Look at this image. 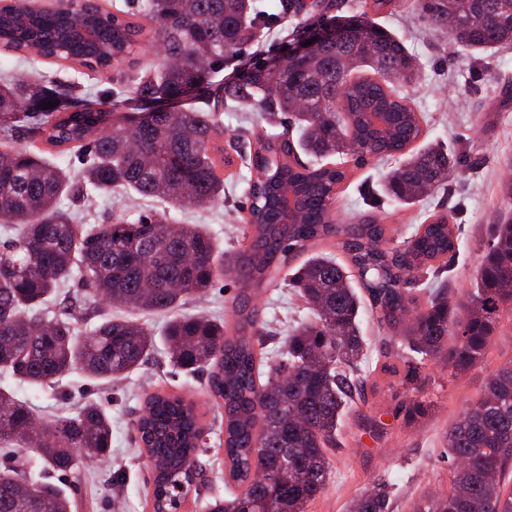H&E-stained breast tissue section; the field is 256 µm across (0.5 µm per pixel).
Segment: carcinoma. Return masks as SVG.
I'll return each instance as SVG.
<instances>
[{
    "mask_svg": "<svg viewBox=\"0 0 512 512\" xmlns=\"http://www.w3.org/2000/svg\"><path fill=\"white\" fill-rule=\"evenodd\" d=\"M414 2L463 47L488 53L512 46V0H363L364 15L392 13ZM143 0L135 13L96 0H57L52 9L23 4L18 22H0V48L38 55L94 72L132 64L158 39L164 61L143 75L138 99L167 107L116 113L76 108L73 90L53 82L0 81V223L14 234L0 244V375L33 386L79 369L91 380L118 379L137 369L162 342L173 366L208 372L224 404V474L229 497L201 501L204 512H307L330 472L329 449L354 399L365 397L358 373L364 349L363 302L381 327L399 338L397 356L411 376L414 364L440 356L455 375L483 360L502 313L512 310V216L494 225L466 313L445 297L456 258L455 225L439 211L403 241L386 237L371 215L335 224L334 209L350 168L371 159L402 158L386 174L390 199L411 205L447 191L456 156L412 145L423 116L399 90L419 72L403 39L366 19L339 42L319 43L282 70L256 66L243 80L216 79L239 47L260 30L299 21L315 8L306 0ZM77 9L98 24L99 49L82 51L61 37ZM256 107L269 129L230 147L249 165L251 202L238 253L241 291L231 326L176 314L162 336L131 319L107 318L76 332L77 313L98 299L143 312H170L214 287L222 270L213 239L196 224L173 225L166 211L224 202L214 153L224 107ZM295 129L297 139L289 137ZM40 135L60 152H76L77 173L43 153L17 146L13 134ZM119 187L158 200L163 210L131 221L76 224L60 206L81 201L87 188ZM296 190L294 212L283 218L281 190ZM342 239H337L338 235ZM337 241L346 254L317 252L289 267L316 244ZM289 269L309 317L284 342L279 362L264 361L269 336L254 291ZM86 293L55 311L44 309L74 272ZM425 274L424 305L413 293ZM455 343L448 345V337ZM154 469L153 512L170 508L168 494L189 495L199 470L207 427L195 405L162 390L144 398L133 423ZM111 423L95 405L46 423L0 389V449L16 448L49 470L78 475L84 463L110 450ZM448 492L428 493L409 512H512V361L489 378L482 398L448 430ZM384 482L355 498L349 512H388ZM0 512H72L63 489L28 479L19 466H0Z\"/></svg>",
    "mask_w": 512,
    "mask_h": 512,
    "instance_id": "1",
    "label": "carcinoma"
}]
</instances>
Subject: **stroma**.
Listing matches in <instances>:
<instances>
[{"mask_svg":"<svg viewBox=\"0 0 512 512\" xmlns=\"http://www.w3.org/2000/svg\"><path fill=\"white\" fill-rule=\"evenodd\" d=\"M380 25L400 36L414 54L421 73L404 93L424 113L422 144L452 148L458 169L445 194H432L413 205H398L384 195L381 185L388 167L368 164L356 169L336 200L341 224L350 223L362 211H372L392 236H410L437 210L451 213L458 233V257L448 283V297L457 309H465L490 229L499 219L512 215L501 188L512 180V47L482 57L463 51L449 38L436 35L430 22L416 12L397 11L380 18ZM292 31L277 26L260 42L244 46L239 59L225 68L227 80L245 78L255 57L283 56ZM155 63L153 53L140 55L132 68L94 73L84 68L58 65L36 53L0 52V77L34 76L76 83L80 99L102 103L105 109L129 111L137 77ZM224 202L209 209L191 206L174 211L180 224H198L224 254V274L209 294L190 300L185 312L225 318L231 314L238 292L235 275L242 244V219L249 205L246 180L249 170L241 159L220 165ZM158 201L134 194L109 196L91 193L78 211L82 224L107 223L112 213L129 219L157 209ZM253 302L271 332L267 356H277L290 325L303 318L302 302L282 280L256 291ZM362 332L367 340L360 364L367 374L366 398L357 402L342 419L338 445L331 455L328 484L308 512H347L350 502L375 481L384 480L393 491L392 512H407L411 500L426 493L448 489V450L445 440L452 424L481 396L488 377L512 361V312L503 314L484 359L460 376L451 375L445 362L426 361L415 381L382 373L392 361L397 343L391 333L379 329L371 312H363ZM12 390L35 408L38 420L49 421L73 412L85 403L100 406L112 423L110 453L104 460L87 463L80 478L43 470L25 463L33 477L63 484L77 508L75 512H151L146 491L153 471L135 443L132 420L146 392L162 389L195 401L210 427V443L200 457L206 475L200 497L225 496L224 450L219 445L223 405L215 400L205 374L184 373L168 361L164 348L157 350L137 370L123 379L92 381L79 371L66 374L53 387H32L0 376V387ZM425 410L410 418L406 410L416 399Z\"/></svg>","mask_w":512,"mask_h":512,"instance_id":"stroma-1","label":"stroma"}]
</instances>
